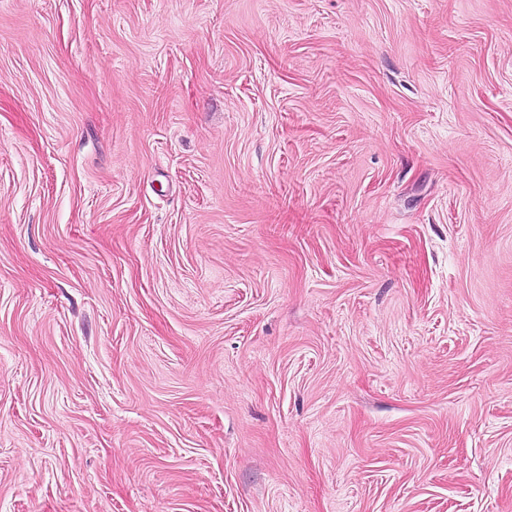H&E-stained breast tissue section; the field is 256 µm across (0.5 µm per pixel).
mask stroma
<instances>
[{"instance_id": "35a3bbf8", "label": "stroma", "mask_w": 512, "mask_h": 512, "mask_svg": "<svg viewBox=\"0 0 512 512\" xmlns=\"http://www.w3.org/2000/svg\"><path fill=\"white\" fill-rule=\"evenodd\" d=\"M0 512H512V0H0Z\"/></svg>"}]
</instances>
